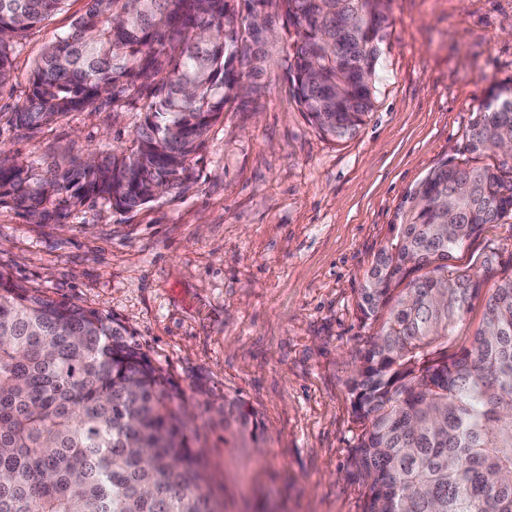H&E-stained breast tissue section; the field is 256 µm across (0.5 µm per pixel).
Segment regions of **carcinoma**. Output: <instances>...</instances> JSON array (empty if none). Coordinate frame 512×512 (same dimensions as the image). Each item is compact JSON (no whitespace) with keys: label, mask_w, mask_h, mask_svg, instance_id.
<instances>
[{"label":"carcinoma","mask_w":512,"mask_h":512,"mask_svg":"<svg viewBox=\"0 0 512 512\" xmlns=\"http://www.w3.org/2000/svg\"><path fill=\"white\" fill-rule=\"evenodd\" d=\"M67 0H0V88L10 52ZM295 28L288 66L309 123L344 139L366 123L391 26L388 0H87L48 46L10 123L23 134L102 100L137 108L130 145L42 167L0 150V204L41 222L97 202L132 211L193 177L224 108L260 92L269 10ZM512 83L492 88L461 162L434 167L361 288L365 322L381 321L348 389L364 430L352 460L369 485L365 512H512V272L495 280L451 260L512 215ZM484 156L495 162H479ZM481 325L453 349L472 302ZM173 383L121 321L56 300L0 273V512H215L202 492ZM224 400V433L256 439Z\"/></svg>","instance_id":"1"}]
</instances>
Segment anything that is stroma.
Here are the masks:
<instances>
[{
    "instance_id": "35a3bbf8",
    "label": "stroma",
    "mask_w": 512,
    "mask_h": 512,
    "mask_svg": "<svg viewBox=\"0 0 512 512\" xmlns=\"http://www.w3.org/2000/svg\"><path fill=\"white\" fill-rule=\"evenodd\" d=\"M86 0L28 30L0 88V150L35 161L128 146L138 110L99 105L23 135L8 125L43 49ZM375 107L353 138L312 126L288 91L295 30L274 17L269 80L212 126L188 189L133 211L69 207L34 224L0 204V272L121 320L182 393L224 512H364L352 463L363 430L347 382L376 326L356 300L413 189L459 156L488 92L512 80V0H390ZM512 268V219L458 253ZM259 424L257 443L224 441V400Z\"/></svg>"
}]
</instances>
